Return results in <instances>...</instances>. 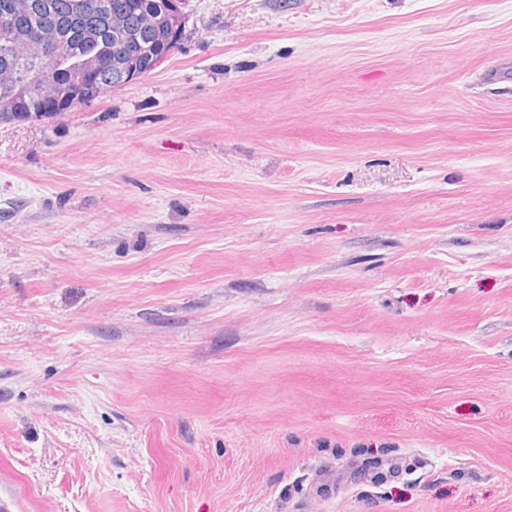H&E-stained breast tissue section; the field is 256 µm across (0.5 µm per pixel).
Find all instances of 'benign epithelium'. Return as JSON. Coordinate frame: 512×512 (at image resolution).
Listing matches in <instances>:
<instances>
[{
  "label": "benign epithelium",
  "instance_id": "benign-epithelium-1",
  "mask_svg": "<svg viewBox=\"0 0 512 512\" xmlns=\"http://www.w3.org/2000/svg\"><path fill=\"white\" fill-rule=\"evenodd\" d=\"M182 0H146L142 5L152 36L175 50L182 37ZM89 49L80 62H72L57 52L46 54L42 62L30 69L18 86L0 89V113L16 110L19 95L39 100L44 108L64 101L66 110L87 105L110 93L111 88L96 83L92 75L98 62L111 54L110 44L99 38H88Z\"/></svg>",
  "mask_w": 512,
  "mask_h": 512
}]
</instances>
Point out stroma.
<instances>
[{"label":"stroma","instance_id":"obj_1","mask_svg":"<svg viewBox=\"0 0 512 512\" xmlns=\"http://www.w3.org/2000/svg\"><path fill=\"white\" fill-rule=\"evenodd\" d=\"M0 124L11 512H512V0H183Z\"/></svg>","mask_w":512,"mask_h":512}]
</instances>
